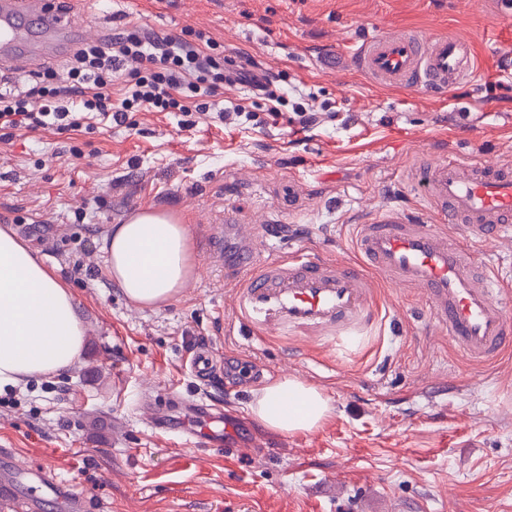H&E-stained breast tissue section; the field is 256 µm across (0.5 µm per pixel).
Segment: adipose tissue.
I'll use <instances>...</instances> for the list:
<instances>
[{
    "label": "adipose tissue",
    "instance_id": "adipose-tissue-1",
    "mask_svg": "<svg viewBox=\"0 0 512 512\" xmlns=\"http://www.w3.org/2000/svg\"><path fill=\"white\" fill-rule=\"evenodd\" d=\"M104 250L108 277L142 307L168 304L194 271L186 225L150 207L113 225ZM85 335L71 288L10 226L1 225L0 389L72 369L83 357ZM250 409L278 433L311 431L331 413L319 389L288 377L260 387Z\"/></svg>",
    "mask_w": 512,
    "mask_h": 512
}]
</instances>
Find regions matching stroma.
Masks as SVG:
<instances>
[{"label":"stroma","mask_w":512,"mask_h":512,"mask_svg":"<svg viewBox=\"0 0 512 512\" xmlns=\"http://www.w3.org/2000/svg\"><path fill=\"white\" fill-rule=\"evenodd\" d=\"M67 2L90 44L202 32L225 58L249 55L252 77L283 92L282 111L318 120L272 123L261 91L232 82L186 113L141 106L121 126L90 114L65 131L0 134V225L68 282L87 332L81 365L0 390V448L47 467L86 512H512V351L471 364L418 292L385 282L349 355L313 334L240 335L231 306L248 247L231 225L277 224L276 250L347 262L355 224L418 204L406 182L418 149L512 163V24H497L495 0ZM397 29L468 39L475 79L438 101L324 69L323 57ZM145 207L181 217L193 242L192 279L155 310L105 272L111 225ZM204 345L238 367L235 390L188 372ZM285 376L328 399L319 428L277 433L252 416L254 390ZM170 388L222 404L258 448L187 447L153 429L148 408Z\"/></svg>","instance_id":"1"}]
</instances>
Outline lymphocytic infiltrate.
I'll return each mask as SVG.
<instances>
[{
  "instance_id": "f902f5d3",
  "label": "lymphocytic infiltrate",
  "mask_w": 512,
  "mask_h": 512,
  "mask_svg": "<svg viewBox=\"0 0 512 512\" xmlns=\"http://www.w3.org/2000/svg\"><path fill=\"white\" fill-rule=\"evenodd\" d=\"M72 83L56 86L57 75L47 70L36 75L27 95L0 92V129L53 127L66 130L80 123L85 112L99 113L114 123H124L134 107L147 104L157 111L178 109L177 91L197 96L214 95L228 80L223 55L201 54L195 44L182 38L148 40L129 32L112 48L89 44L77 50ZM134 62L124 70L125 62ZM127 71L133 84L130 98L113 104L110 88L114 74ZM42 102L32 110L31 99Z\"/></svg>"
}]
</instances>
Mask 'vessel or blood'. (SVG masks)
Returning <instances> with one entry per match:
<instances>
[{"mask_svg": "<svg viewBox=\"0 0 512 512\" xmlns=\"http://www.w3.org/2000/svg\"><path fill=\"white\" fill-rule=\"evenodd\" d=\"M61 44L82 32L68 14L47 0H0V47L13 48L24 60L32 33ZM365 74L375 86L416 88L441 94L474 78L470 43L459 37L403 30L365 38L351 60L332 55L327 70L345 64ZM421 188L417 211L386 208L356 225V261L339 263L303 248L275 257L249 249L239 259V277L231 305L253 334L288 336L313 331L341 350L359 347L373 318L372 297L378 279L420 290L425 305L447 330L449 338L476 364H484L512 348V315L497 269L477 261L464 243L451 241L449 230L484 242L512 232V166H485L457 159L422 160L410 173ZM192 374L203 381L221 372L211 350L197 351L189 361ZM196 427L185 428L162 412L154 428L185 436L199 446L237 451L252 447L241 439L218 407L198 405ZM22 495L25 512H41L45 502L61 512H85L86 504L68 485L39 465L19 467L9 449L0 450V499Z\"/></svg>", "mask_w": 512, "mask_h": 512, "instance_id": "b4317fda", "label": "vessel or blood"}]
</instances>
